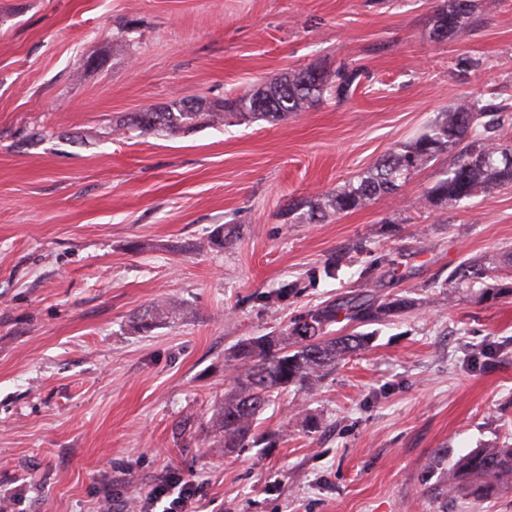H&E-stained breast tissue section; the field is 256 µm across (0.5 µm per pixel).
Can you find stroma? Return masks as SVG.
<instances>
[{"label": "stroma", "instance_id": "35a3bbf8", "mask_svg": "<svg viewBox=\"0 0 512 512\" xmlns=\"http://www.w3.org/2000/svg\"><path fill=\"white\" fill-rule=\"evenodd\" d=\"M442 3L0 0L7 512H143L167 477L191 484L192 512H512V492L473 503L441 491L460 455L512 443V296L437 286L466 258L512 249V188L421 208L448 152L364 208L319 224L281 217L456 102L512 94V0H478L477 25L438 43ZM343 64L363 70L355 90L283 122L107 134L113 117L176 97L212 102ZM220 224L224 248L192 250ZM357 242L336 278L317 277ZM296 279L310 283L299 297L264 304ZM357 293L414 305L314 394L267 409L270 445L224 448L210 419L232 382L227 349ZM160 298L183 318L135 332Z\"/></svg>", "mask_w": 512, "mask_h": 512}]
</instances>
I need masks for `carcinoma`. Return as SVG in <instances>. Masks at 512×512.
Listing matches in <instances>:
<instances>
[{
    "instance_id": "cac0c4a2",
    "label": "carcinoma",
    "mask_w": 512,
    "mask_h": 512,
    "mask_svg": "<svg viewBox=\"0 0 512 512\" xmlns=\"http://www.w3.org/2000/svg\"><path fill=\"white\" fill-rule=\"evenodd\" d=\"M474 0H444L434 17L432 33L453 36L461 26L476 20ZM358 68L341 66L334 72L304 68L288 72L264 87L232 99L205 105L188 97H176L165 107H147L115 121L108 131L119 136L129 130L142 134L176 135L203 125L224 124V119L241 122L280 121L304 112L323 100L325 94L346 96L359 83ZM512 95L502 92L484 101L464 100L439 113L429 129L400 149L383 157L357 181L301 203H289L282 212L286 224H313L328 211L347 212L367 206L376 198L391 194L415 171L450 149L458 150L456 160L422 196L427 209L462 206L480 194L512 187ZM224 226L219 225L197 249L224 248ZM347 255H332L321 267V275L336 278ZM438 288H478L480 299L496 300L512 295V283L503 282L498 266L484 258H468L448 272ZM297 282L285 281L262 296L277 303L298 296ZM412 307V300L400 296L375 300L351 296L326 301L290 321L276 336L242 339L231 346L224 359L236 372L233 385L224 391L212 427L224 437L226 448H254L267 435L257 430V421L283 393L293 389L306 394L318 390L323 381L346 360V356L370 346L373 334L352 331L338 336L333 326L346 320L357 325L378 322ZM180 307L171 300L158 299L136 317L134 329L149 332L161 324L180 319ZM443 491L452 496L482 501L512 491V444L475 448L460 456L448 472Z\"/></svg>"
}]
</instances>
